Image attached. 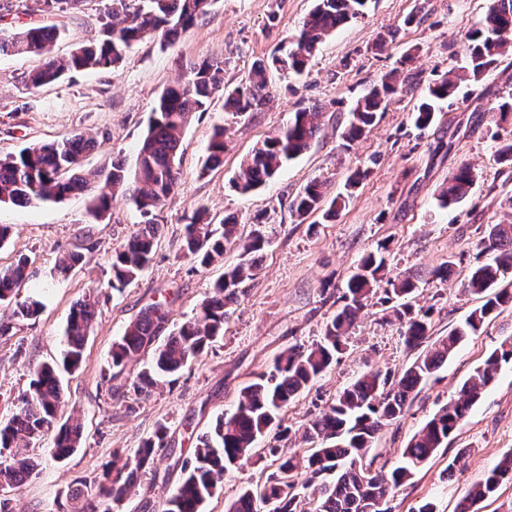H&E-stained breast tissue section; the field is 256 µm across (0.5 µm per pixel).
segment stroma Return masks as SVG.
Returning <instances> with one entry per match:
<instances>
[{
	"label": "stroma",
	"mask_w": 512,
	"mask_h": 512,
	"mask_svg": "<svg viewBox=\"0 0 512 512\" xmlns=\"http://www.w3.org/2000/svg\"><path fill=\"white\" fill-rule=\"evenodd\" d=\"M26 0H0V31L57 25L61 35L52 52L63 57L102 35L104 0H81L78 9L51 15L25 9ZM490 0H367L360 18L328 38L300 75L274 69L266 73L268 101L242 119L224 110L223 91L206 111L196 113L179 147L180 178L159 215L160 235L149 268L120 289L107 285L111 258L142 216L122 195H115L101 220L89 215L90 197L75 192L64 200L31 207L0 204V225L11 227L0 246V266L27 255L32 276L18 298L36 297L41 313L16 319L0 336V425L12 417L29 388L34 368L58 359L63 328L72 306L89 290L101 288L98 314L79 370L63 374L62 418L78 419L84 434L66 459L50 455L51 438L37 444L36 468L8 494L9 512H72L71 489H90L113 453L133 454L158 425L168 429L167 447L158 449L150 470L137 481V496L112 505L110 512H137L140 498L163 508L181 478L179 459L193 454L196 437L225 410L233 408L243 386L268 371L293 345L319 340L326 321L342 305L347 279L362 257L383 252L390 275L409 277L417 290L408 299L413 312L428 313L432 337L447 335L478 306L458 290L472 267L491 261L478 242L491 225L512 224V166L496 156L499 140L512 139V123L496 124L491 109L512 97V45L497 69L470 81L444 102L434 126L418 131L413 111L428 83L464 60L468 34L479 28ZM314 7V0H215L210 12L172 41L138 44L113 69L74 71L40 89L26 77L39 60L0 56V157L38 143L81 131L99 146L82 157L86 169L122 162L133 172L138 147L158 97L194 62L224 61V85L245 79L255 63L290 45ZM395 41H388L389 31ZM416 75L402 85L364 137L347 141L344 128L354 101L392 70ZM325 111L324 125L308 151L288 163L265 186L249 194L231 181L239 163L257 144L282 126L293 112L312 106ZM228 130L224 163L210 172L201 167L215 127ZM470 164V195L450 209L441 208L438 186L460 163ZM366 176L335 217L314 213L299 222L290 205L312 180L329 182L330 195L344 192L351 170ZM208 211L212 226L234 218L241 236L261 229L269 239L254 280L232 308L224 336L190 362L174 384H161L151 396L111 395L103 380L113 342L152 303L165 301L171 325L191 319L238 251L223 262L200 267L183 256L187 217ZM78 250L81 267L52 279L60 253ZM451 265L448 280L435 270ZM384 290H377L357 317L347 347L331 368L283 411L284 425L299 428L312 414L333 403L360 373L378 370L397 379L416 358L397 326L384 322ZM512 336V307L489 319L469 337L408 404L386 425L366 460L373 469L394 467L399 453L438 409L454 399L462 383L491 351ZM291 441L269 433L262 450L224 476L204 512H225L244 487L262 485L279 465L269 454ZM512 452V364L502 367L474 405L469 418L449 436L410 483L389 501L391 512H416L425 501L436 512H455L471 486ZM454 475H447L449 461Z\"/></svg>",
	"instance_id": "1"
}]
</instances>
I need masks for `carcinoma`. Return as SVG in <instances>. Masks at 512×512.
I'll return each instance as SVG.
<instances>
[{
	"label": "carcinoma",
	"mask_w": 512,
	"mask_h": 512,
	"mask_svg": "<svg viewBox=\"0 0 512 512\" xmlns=\"http://www.w3.org/2000/svg\"><path fill=\"white\" fill-rule=\"evenodd\" d=\"M213 0H108V22L102 38L75 48L69 56L51 55V44L58 38L53 25L29 26L8 35L0 34V56L27 55L42 58L41 65L28 79L38 88L52 84L72 70L110 68L123 60L138 42L159 35L170 40L208 14ZM367 0H316L296 39V48L267 61L257 62L247 80L224 88V61L203 60L194 63L175 85L159 97L137 155L132 177L121 165L110 171H85L81 166L84 153L99 142L82 133L52 142L28 146L14 155L0 158V203L32 205L59 202L75 191L91 198V215L99 219L111 208L112 196L121 189L144 217L142 224L112 254L111 288H123L137 280L151 261L159 235L158 212L174 192L179 180L177 149L180 137L196 112L205 111L206 102L217 91H224V108L234 117L258 112L266 104V72L274 67L301 74L311 56L337 27L357 18ZM512 41V0H491L482 27L468 37L464 65L432 80L413 113L415 127L424 130L436 121L438 103L459 91L461 83L477 81L496 69L503 49ZM396 75L390 73L368 86L354 102L344 137L354 141L374 124L388 97L396 92ZM323 109L317 106L300 110L270 136L257 145L239 166L232 187L251 193L273 179L288 162L303 154L319 134ZM227 128L214 130L203 168L222 162L224 134ZM364 172L356 170L346 180V193L333 198L326 217L352 195ZM471 167L463 163L437 189L441 207L448 208L465 200L473 186ZM326 186L322 180L311 181L295 198L292 208L303 219L323 207ZM266 245L264 236L255 232L244 240L238 236L237 224L225 220L221 230L200 223L192 216L185 225L183 256L209 266L224 252L239 249L240 261L219 280L202 302L200 311L179 327L169 326L164 305L145 309L125 328L110 351L109 376L112 393L123 397L127 390L148 396L167 379H174L194 358L217 338L224 335V322L231 306L244 292L245 283L253 279L256 254ZM483 252H494L490 263L475 265L460 282V292L481 300L464 323L435 341L416 357L395 381L378 371L358 375L333 404L320 410L301 427L300 442L310 445L308 454L296 452L281 457L277 471L260 487H245L226 512H390L388 502L394 491L409 482L448 442V437L468 418L482 393L496 378L502 366L512 364V338L501 341L461 385L457 397L442 406L402 449L397 466L385 472L371 470L364 463L365 454L382 428L398 419L413 394L448 361L466 336L477 334L483 324L504 308L512 306V224H494L479 243ZM83 256L65 252L56 262V277L66 276L80 265ZM29 260L21 255L9 267H0V303L11 302L16 289L30 276ZM386 269L382 256L368 254L362 258L347 281L341 296L344 304L326 322L322 336L315 343L292 346L275 360L273 369L262 373L241 392L235 408L223 414L211 431L197 437L193 458L181 462L182 478L166 501L164 512H201L224 478V473L247 462L257 444L277 429L282 437L291 430L282 427L280 412L324 374L345 349L357 313L373 293ZM385 289L397 298L410 296L414 283L407 277L387 279ZM99 290L75 303L64 336L62 364L77 369L89 331L97 316ZM41 303L29 299L16 305L14 318L37 315ZM392 321L400 325L404 345L409 349L423 346L429 339L427 317L415 315L406 303L391 306ZM152 352L150 363L127 383L125 368L134 357ZM63 403L62 386L55 366L43 364L34 372L29 391L21 406L0 427V448L7 451L0 462V482L15 489L23 485L34 470L31 454L45 436L54 434L52 456L62 459L80 444L81 425L59 422ZM167 427L159 426L143 441L133 455H114L112 470L103 473L95 496L72 492L77 502L75 512H99L100 500L120 503L136 495L139 475L149 468L155 449L166 447ZM304 476L303 486L311 489L306 500L295 492L297 479ZM512 478V452L505 454L468 494L458 503L456 512H471L474 503L489 497Z\"/></svg>",
	"instance_id": "obj_1"
}]
</instances>
